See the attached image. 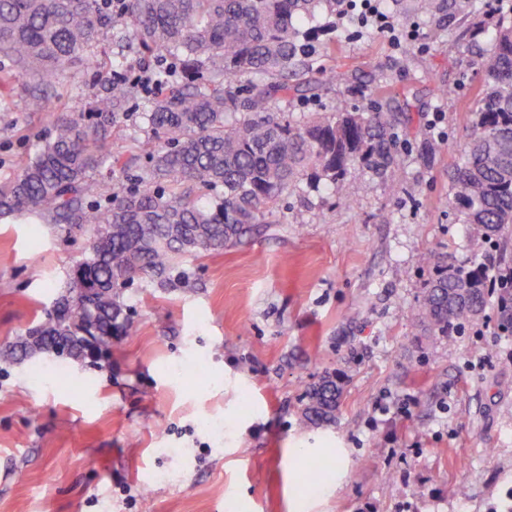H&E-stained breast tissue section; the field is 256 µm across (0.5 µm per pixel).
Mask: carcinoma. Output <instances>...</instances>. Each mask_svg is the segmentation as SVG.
Returning a JSON list of instances; mask_svg holds the SVG:
<instances>
[{
  "mask_svg": "<svg viewBox=\"0 0 512 512\" xmlns=\"http://www.w3.org/2000/svg\"><path fill=\"white\" fill-rule=\"evenodd\" d=\"M342 0H0V57L12 70L0 75V96L28 83L34 112L61 111L45 87L76 65L98 72L105 94L84 113L57 120L20 172L0 181V218L36 216L51 224L88 226V250L56 310L32 334L0 350L20 362L40 355L83 360L77 337L89 333L104 346L131 329L122 289L142 276L170 279L175 264L221 252L273 215L280 197L313 177L338 192L360 167L393 175L396 116L389 100L360 112L343 102L321 116L285 120L274 98L300 91L288 77L312 70L311 40L299 26L336 14ZM130 38L154 59L157 86L141 119L164 137L148 152L149 166L134 182L106 187L88 204L93 174L106 163L127 169L144 151L109 160L102 147L129 117L139 92L123 55L104 62L102 37ZM482 83L462 145V162L448 171L450 202L470 235L489 244L481 260L423 252L433 268L416 320L436 341L495 310L502 336H512V15L493 24L481 56ZM342 396L341 377H324L305 395L302 419L331 423Z\"/></svg>",
  "mask_w": 512,
  "mask_h": 512,
  "instance_id": "obj_1",
  "label": "carcinoma"
}]
</instances>
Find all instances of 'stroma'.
<instances>
[{"label":"stroma","instance_id":"stroma-1","mask_svg":"<svg viewBox=\"0 0 512 512\" xmlns=\"http://www.w3.org/2000/svg\"><path fill=\"white\" fill-rule=\"evenodd\" d=\"M394 33L336 17L321 72L281 116L364 108L394 95L399 186L360 170L349 199L324 183L284 195L271 223L231 248L180 262L184 280H135L122 296L134 328L98 364L0 361V512H490L512 487V337L493 319L428 342L415 323L431 276L425 250L484 253L448 206V169L468 127L460 107L482 80L464 31L512 0H384ZM418 39H409L410 30ZM82 112L104 93L91 70L54 88ZM144 96L105 143L125 156L148 139ZM54 123L22 86L0 112V180ZM439 152L418 155L421 140ZM87 231L36 217L0 219V345L43 318L89 245ZM327 371L338 418L300 421ZM348 452L337 493L302 491L290 450ZM466 486L468 496L457 492Z\"/></svg>","mask_w":512,"mask_h":512}]
</instances>
